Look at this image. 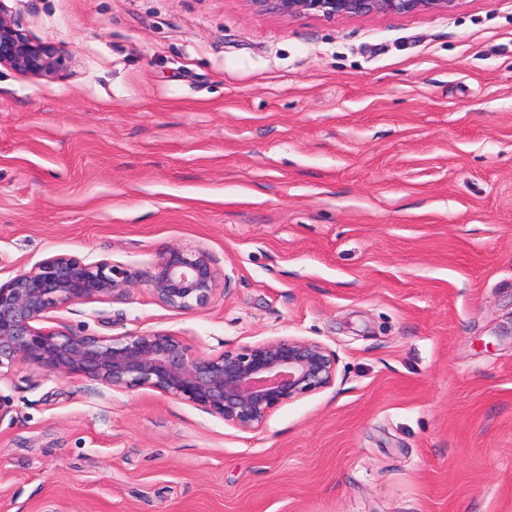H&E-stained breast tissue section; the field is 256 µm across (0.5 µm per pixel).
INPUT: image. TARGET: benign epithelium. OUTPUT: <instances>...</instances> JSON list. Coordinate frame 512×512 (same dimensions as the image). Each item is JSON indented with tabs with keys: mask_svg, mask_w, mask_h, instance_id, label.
Here are the masks:
<instances>
[{
	"mask_svg": "<svg viewBox=\"0 0 512 512\" xmlns=\"http://www.w3.org/2000/svg\"><path fill=\"white\" fill-rule=\"evenodd\" d=\"M259 12L290 18L369 17L453 10L458 0H249ZM65 50L33 41L0 0V66L51 77ZM219 274L204 251L172 246L158 255L148 282L156 300L178 311L205 308ZM128 276L103 260L55 255L0 282V369L35 366L59 378L82 377L114 389L148 386L192 403L239 429L261 430L280 405L331 387L336 356L318 341L282 337L217 354L194 351L165 331L101 336L67 327L43 328L64 305L123 294Z\"/></svg>",
	"mask_w": 512,
	"mask_h": 512,
	"instance_id": "1",
	"label": "benign epithelium"
}]
</instances>
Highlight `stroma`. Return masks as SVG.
Masks as SVG:
<instances>
[{"mask_svg":"<svg viewBox=\"0 0 512 512\" xmlns=\"http://www.w3.org/2000/svg\"><path fill=\"white\" fill-rule=\"evenodd\" d=\"M67 52L0 67V279L107 260L44 325L218 353L318 341L336 382L238 429L149 387L0 376V512H512V0L282 17L5 0ZM226 283L160 304L165 248Z\"/></svg>","mask_w":512,"mask_h":512,"instance_id":"1","label":"stroma"}]
</instances>
